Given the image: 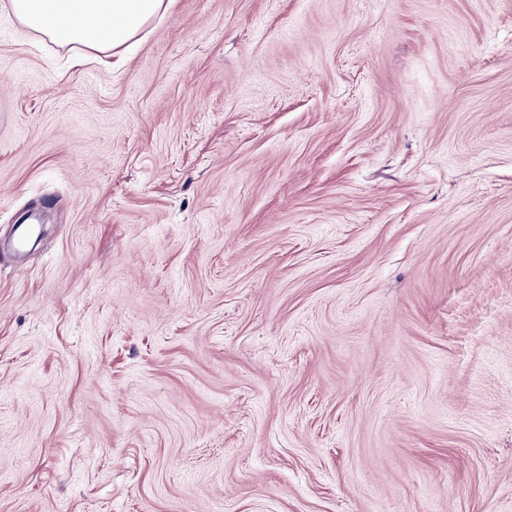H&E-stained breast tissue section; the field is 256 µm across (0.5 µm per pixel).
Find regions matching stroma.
<instances>
[{"label":"stroma","mask_w":512,"mask_h":512,"mask_svg":"<svg viewBox=\"0 0 512 512\" xmlns=\"http://www.w3.org/2000/svg\"><path fill=\"white\" fill-rule=\"evenodd\" d=\"M84 54L0 12V512H512V0Z\"/></svg>","instance_id":"35a3bbf8"}]
</instances>
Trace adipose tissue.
Instances as JSON below:
<instances>
[{
    "label": "adipose tissue",
    "mask_w": 512,
    "mask_h": 512,
    "mask_svg": "<svg viewBox=\"0 0 512 512\" xmlns=\"http://www.w3.org/2000/svg\"><path fill=\"white\" fill-rule=\"evenodd\" d=\"M167 0H0L26 27L61 47L85 45L93 59L127 52Z\"/></svg>",
    "instance_id": "obj_1"
}]
</instances>
